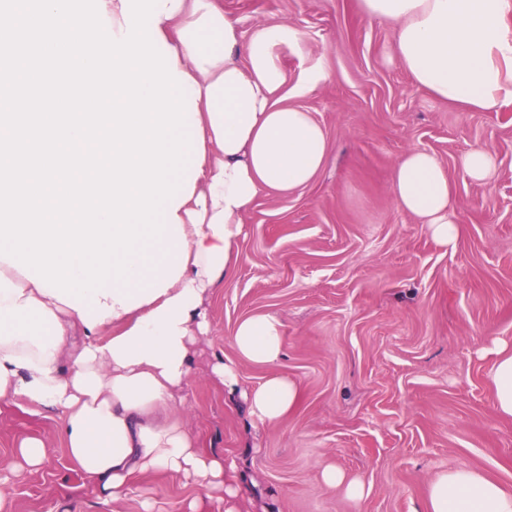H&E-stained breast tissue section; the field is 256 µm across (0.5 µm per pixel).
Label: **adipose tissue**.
<instances>
[{"label":"adipose tissue","instance_id":"adipose-tissue-1","mask_svg":"<svg viewBox=\"0 0 512 512\" xmlns=\"http://www.w3.org/2000/svg\"><path fill=\"white\" fill-rule=\"evenodd\" d=\"M361 13L394 28L390 59L439 100L488 110L512 98V0H358ZM160 46L185 81L198 163L166 210L161 242L142 238L129 271L82 302L27 278L0 258V405L23 400L57 411L70 460L103 503L142 474L184 476L224 512H238L233 464L200 445L185 424L196 345L210 330L206 301L236 270L245 218L264 194L310 184L329 156L325 130L309 112L281 104L287 81L278 50L295 43L284 22L242 31L224 0H160ZM397 206L452 247L460 236L454 188L433 153L412 149L391 183ZM283 324L272 313L240 321L238 354L272 372L243 397L250 416L274 423L299 397L276 373ZM428 512H512V492L460 467L428 489Z\"/></svg>","mask_w":512,"mask_h":512}]
</instances>
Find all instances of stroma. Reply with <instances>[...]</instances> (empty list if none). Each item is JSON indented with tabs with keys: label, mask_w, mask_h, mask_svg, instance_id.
I'll list each match as a JSON object with an SVG mask.
<instances>
[{
	"label": "stroma",
	"mask_w": 512,
	"mask_h": 512,
	"mask_svg": "<svg viewBox=\"0 0 512 512\" xmlns=\"http://www.w3.org/2000/svg\"><path fill=\"white\" fill-rule=\"evenodd\" d=\"M249 29L285 22L300 39L282 49L284 104L324 128L329 158L308 186L261 196L247 215L235 275L207 300L211 331L197 346L183 418L203 448L236 464L245 512H427L441 473L469 467L512 492V417L496 406V342L512 345V103L463 111L414 85L388 59L392 27L357 0H224ZM306 84L296 93L297 84ZM481 148L496 162L471 182L460 155ZM410 149L435 153L455 192L461 235L439 246L397 206L394 166ZM277 314L280 373L300 390L271 424L213 381L214 354L249 389L266 366L241 358L240 320ZM41 439L35 470L8 475V512H178L197 490L150 473L111 504L89 493L70 461L55 413L23 401L0 407V463L21 441ZM362 480L353 501L326 487L324 467Z\"/></svg>",
	"instance_id": "stroma-1"
}]
</instances>
